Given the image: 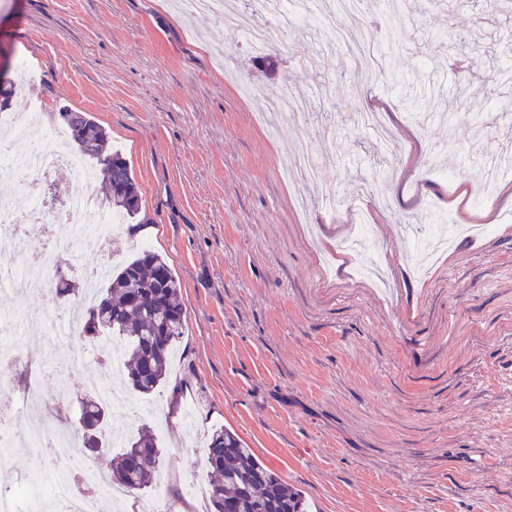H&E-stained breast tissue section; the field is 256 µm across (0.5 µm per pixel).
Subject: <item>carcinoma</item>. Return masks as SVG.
<instances>
[{
  "label": "carcinoma",
  "mask_w": 512,
  "mask_h": 512,
  "mask_svg": "<svg viewBox=\"0 0 512 512\" xmlns=\"http://www.w3.org/2000/svg\"><path fill=\"white\" fill-rule=\"evenodd\" d=\"M467 48L502 79H512V67L481 52L469 38ZM62 127L76 143L77 151L96 160L112 210L132 217L140 210V192L131 168L112 151L104 128L84 112L62 108ZM185 312L181 286L161 255L141 250L108 275L93 304L83 314L81 339L92 345L110 339L122 343L121 376L126 385L143 396L154 397L167 384L170 355L184 335ZM112 408L94 393L80 402V419L94 422L99 454L112 456V484L140 495L157 485L163 454L153 430L141 428L121 450L108 433ZM210 466V500L213 512H309L302 493L264 466L252 450L243 447L237 434L220 429L206 448Z\"/></svg>",
  "instance_id": "1"
}]
</instances>
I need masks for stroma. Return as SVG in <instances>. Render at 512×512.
I'll use <instances>...</instances> for the list:
<instances>
[{
	"instance_id": "stroma-1",
	"label": "stroma",
	"mask_w": 512,
	"mask_h": 512,
	"mask_svg": "<svg viewBox=\"0 0 512 512\" xmlns=\"http://www.w3.org/2000/svg\"><path fill=\"white\" fill-rule=\"evenodd\" d=\"M332 3L318 0L311 25L256 11L286 32L261 56L175 0H0L8 77L19 82L22 59L38 78L12 112L35 98L48 114L88 113L130 165L137 222L155 228L115 225L102 254L66 256L62 273L80 287L88 267L147 248L181 283L178 411L134 394L111 414L113 432L150 426L164 450L139 512L209 506L205 449L224 427L310 512H512V174L478 205L486 172L472 161L512 155V111L499 109L512 85L448 65L477 30L485 55L512 59V2L374 0L347 19ZM344 24L377 44L396 32L389 73L436 94L404 101L370 83L332 40ZM361 112L380 114L393 152ZM304 145L319 181L285 177ZM21 346L0 389L19 424L41 417L53 383L77 399L100 375L93 360L65 368L73 341Z\"/></svg>"
}]
</instances>
